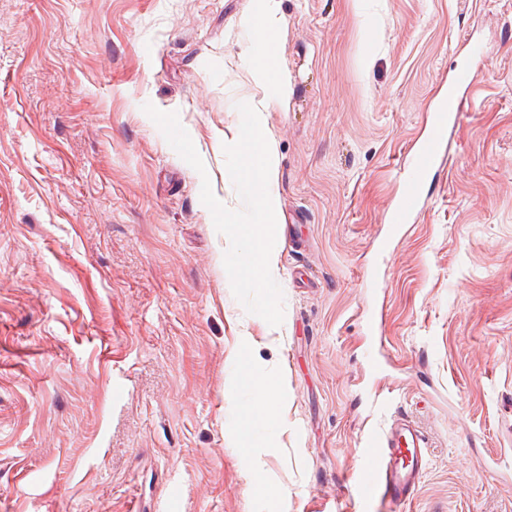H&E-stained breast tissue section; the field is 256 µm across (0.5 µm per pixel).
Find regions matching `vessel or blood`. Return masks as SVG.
<instances>
[{
  "instance_id": "vessel-or-blood-1",
  "label": "vessel or blood",
  "mask_w": 512,
  "mask_h": 512,
  "mask_svg": "<svg viewBox=\"0 0 512 512\" xmlns=\"http://www.w3.org/2000/svg\"><path fill=\"white\" fill-rule=\"evenodd\" d=\"M475 75L470 67L457 70L447 95L437 107L433 132L413 155L408 170L401 177L400 200L390 214L394 225L408 223L416 213L423 188L436 168L446 161V128L454 123L463 108L460 89L470 88ZM428 442L424 431L404 415L391 414L370 437L367 461L358 486L360 497L389 506L400 512L421 491L422 479L429 465Z\"/></svg>"
}]
</instances>
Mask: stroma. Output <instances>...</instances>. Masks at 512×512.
I'll return each instance as SVG.
<instances>
[{"label":"stroma","mask_w":512,"mask_h":512,"mask_svg":"<svg viewBox=\"0 0 512 512\" xmlns=\"http://www.w3.org/2000/svg\"><path fill=\"white\" fill-rule=\"evenodd\" d=\"M252 8L0 0V512H384L356 492L379 393L428 437L402 512H512V0H282L277 327L142 110L178 113L235 205ZM464 65L449 157L391 232ZM248 369L284 418L245 457Z\"/></svg>","instance_id":"obj_1"}]
</instances>
